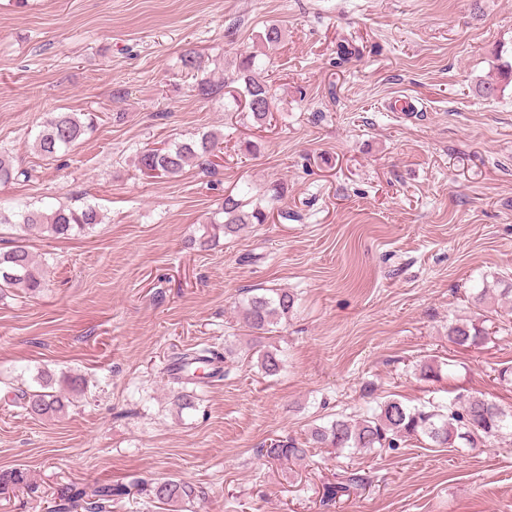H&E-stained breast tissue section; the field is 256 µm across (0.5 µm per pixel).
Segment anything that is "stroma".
Listing matches in <instances>:
<instances>
[{
  "label": "stroma",
  "mask_w": 512,
  "mask_h": 512,
  "mask_svg": "<svg viewBox=\"0 0 512 512\" xmlns=\"http://www.w3.org/2000/svg\"><path fill=\"white\" fill-rule=\"evenodd\" d=\"M271 23L283 39L263 62L260 126L233 101L235 75ZM189 51L214 94L184 68ZM501 61L512 0H0V151L29 173L0 185V204L103 216L31 238L45 288L0 296V472L29 480L0 494V512H49L93 483L122 488L109 512H168L138 479L201 486L184 512H512L510 435L313 448L288 464L261 453L389 398L512 409L498 378L512 367V294L474 301L483 285L512 287V84L475 92ZM396 97L416 119L387 110ZM52 112L96 117L54 160L33 147ZM207 131L222 140L212 164L137 168L140 152ZM245 187L267 223L214 234L210 217ZM266 289L296 303L257 337L239 307ZM478 321L483 343L449 340L450 323ZM207 345L225 351L224 378L177 411L166 367ZM267 350L277 375L260 366ZM44 370L85 381L53 419L12 395ZM353 472L362 484L328 498Z\"/></svg>",
  "instance_id": "1"
}]
</instances>
